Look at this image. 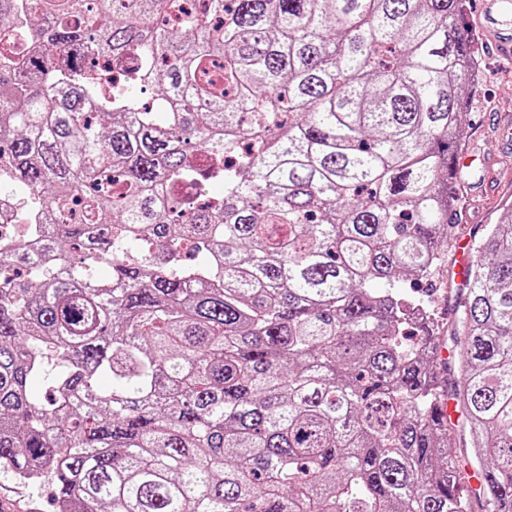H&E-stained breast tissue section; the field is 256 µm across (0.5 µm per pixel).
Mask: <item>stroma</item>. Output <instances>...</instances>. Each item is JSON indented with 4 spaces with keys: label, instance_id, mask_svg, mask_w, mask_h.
I'll return each mask as SVG.
<instances>
[{
    "label": "stroma",
    "instance_id": "1",
    "mask_svg": "<svg viewBox=\"0 0 512 512\" xmlns=\"http://www.w3.org/2000/svg\"><path fill=\"white\" fill-rule=\"evenodd\" d=\"M480 9L481 0H470L464 19V31L479 50L482 75L470 107L462 114V147L484 155L492 179L475 185L466 178L455 185L458 236L475 242L485 225L496 223L502 206L512 204V152L502 143L512 137V62L499 55L481 28ZM0 499L9 501L14 512H53V487L48 481L27 485L0 471Z\"/></svg>",
    "mask_w": 512,
    "mask_h": 512
}]
</instances>
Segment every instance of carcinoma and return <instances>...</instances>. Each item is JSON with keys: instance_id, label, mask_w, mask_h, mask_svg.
Returning <instances> with one entry per match:
<instances>
[{"instance_id": "carcinoma-1", "label": "carcinoma", "mask_w": 512, "mask_h": 512, "mask_svg": "<svg viewBox=\"0 0 512 512\" xmlns=\"http://www.w3.org/2000/svg\"><path fill=\"white\" fill-rule=\"evenodd\" d=\"M466 10L0 0L38 31L0 34V470L54 512H512V205L453 366L409 288L453 247ZM0 224L2 234L6 228L10 229L14 235H21L24 232L25 225L18 218V206L14 200L0 198Z\"/></svg>"}]
</instances>
